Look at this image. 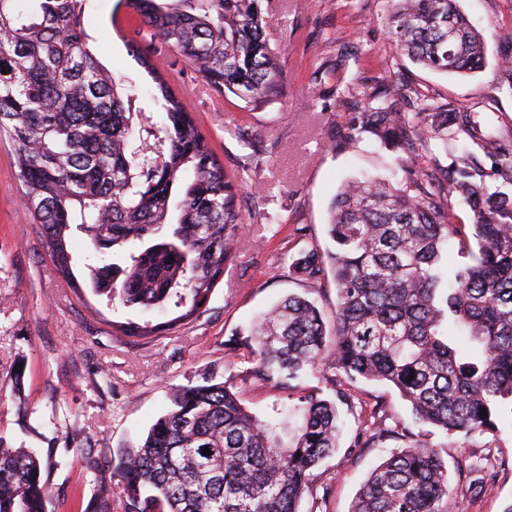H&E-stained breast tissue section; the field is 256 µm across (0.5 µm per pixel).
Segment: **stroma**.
<instances>
[{"label":"stroma","instance_id":"35a3bbf8","mask_svg":"<svg viewBox=\"0 0 512 512\" xmlns=\"http://www.w3.org/2000/svg\"><path fill=\"white\" fill-rule=\"evenodd\" d=\"M482 32L487 65L465 76L413 63L388 43L390 0H260L266 33L282 68L279 100L246 107L216 93L184 59L168 53L171 88L188 93V109L218 158L240 171L237 205L244 224L235 257L206 312L151 339L113 329L116 321L162 322L163 314L113 308L89 285V236L71 229L68 249L80 285L72 291L50 260L28 214L15 147L0 138V441L39 456L55 490L48 512H123L112 475L113 450L144 439L170 408V387L234 378L240 400L264 422L297 404L286 390L248 376L240 340L257 315L283 297L313 299L325 318L336 310L331 278L309 284L288 275L306 245L329 247L330 205L341 184L363 173L389 174L392 152L365 136L348 143L352 112L365 92L397 74L437 102L471 110L483 130L512 140V91L501 88L498 35L512 29V0H457ZM85 28L102 62L127 77L155 121L165 115L149 92L155 83L132 54L154 52L137 34L128 0H90ZM339 412L345 429L335 453L312 472L303 512H350L369 472L402 445L389 437L358 448L354 437L383 403L386 427L410 417L397 390L357 383ZM424 438L448 467V512H503L512 503V428L474 437Z\"/></svg>","mask_w":512,"mask_h":512}]
</instances>
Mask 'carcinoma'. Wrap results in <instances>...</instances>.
I'll return each mask as SVG.
<instances>
[{"mask_svg": "<svg viewBox=\"0 0 512 512\" xmlns=\"http://www.w3.org/2000/svg\"><path fill=\"white\" fill-rule=\"evenodd\" d=\"M88 2L0 0V134L16 145L26 205L63 278L73 276V224L110 248L164 238L131 251L110 288L91 268V288L126 308L184 309L163 324H120L125 335L144 338L206 311L243 223L238 180L150 56L141 64L166 121L143 122L135 87L115 78L90 45ZM393 2V50L450 75L484 66L485 40L456 0ZM131 4L150 39L218 93L254 108L279 96L259 0ZM405 99L418 106L413 118L398 109ZM363 134L396 154L402 178L345 182L332 202V247L303 248L288 265L301 281L332 276L333 328L313 301L285 297L245 340L249 375L291 390L311 371L334 369L323 380L341 401L346 384L395 388L412 415L400 428L406 446L372 470L350 512H448V469L413 428L448 437L512 427V147L403 78L370 93L353 113L348 141ZM431 139L463 144L460 155L447 167L422 157ZM469 142L497 157L495 186L475 179ZM454 197L469 206L471 224L459 223ZM452 239L468 262L451 263ZM232 388L209 378L172 389L171 409L143 443L113 455L124 512H302L310 472L337 448L336 400L311 387L270 426ZM387 434L372 423L357 445L371 448ZM51 498L35 455L0 444V512H47Z\"/></svg>", "mask_w": 512, "mask_h": 512, "instance_id": "obj_1", "label": "carcinoma"}]
</instances>
